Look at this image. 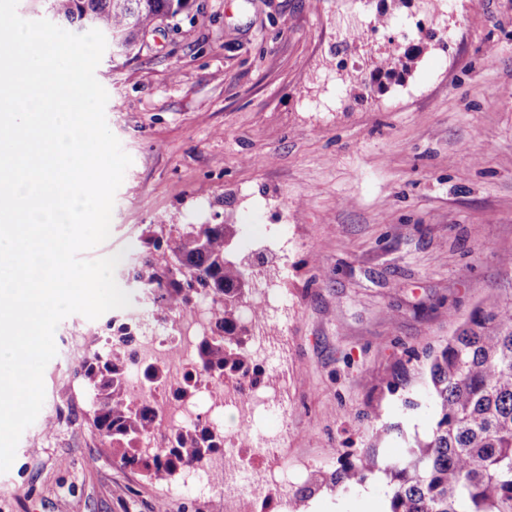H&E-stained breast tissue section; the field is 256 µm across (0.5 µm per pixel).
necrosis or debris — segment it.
Here are the masks:
<instances>
[{
    "label": "necrosis or debris",
    "instance_id": "necrosis-or-debris-1",
    "mask_svg": "<svg viewBox=\"0 0 512 512\" xmlns=\"http://www.w3.org/2000/svg\"><path fill=\"white\" fill-rule=\"evenodd\" d=\"M257 303L264 317L249 323L252 343L261 358L270 360L275 355V343L269 333L267 318L285 306L287 298L275 289L263 287L258 291ZM210 318L208 303H199L180 314L170 336L162 335L150 320L141 319L136 342L140 363L125 375L127 392L132 398L148 401L155 411L151 442L201 422L223 432V453L212 456L208 467L190 470L188 476L192 487L223 490L224 512H247L249 501L267 497L276 499L280 512H287L293 504L289 491L294 487L298 473L281 448L283 430L265 431L256 450L261 464L246 466L238 452V433L224 427L226 411H234L238 421L251 424L282 407L285 383L274 375L263 385L244 393L235 385L197 370L196 347L210 329ZM145 364L158 367L163 373L162 379L146 383L141 370ZM185 382L192 385V396L176 394V387Z\"/></svg>",
    "mask_w": 512,
    "mask_h": 512
}]
</instances>
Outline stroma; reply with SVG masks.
<instances>
[{
    "label": "stroma",
    "mask_w": 512,
    "mask_h": 512,
    "mask_svg": "<svg viewBox=\"0 0 512 512\" xmlns=\"http://www.w3.org/2000/svg\"><path fill=\"white\" fill-rule=\"evenodd\" d=\"M192 12L138 58L107 51L96 68L132 163L110 236L86 256L132 259L164 217L237 225L233 256L263 261L256 240L287 226L270 368L288 379L275 420L288 459L330 471L375 444L397 455L434 425L426 351L512 294V0H453L443 21L421 0H195ZM346 14L366 21L368 55L412 52L409 70L337 79ZM111 318L57 326L44 405L0 473V512H224L183 477L121 465L93 427L76 367ZM368 481L298 495L297 512H382L386 479Z\"/></svg>",
    "instance_id": "stroma-1"
}]
</instances>
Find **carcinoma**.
Returning a JSON list of instances; mask_svg holds the SVG:
<instances>
[{
	"label": "carcinoma",
	"mask_w": 512,
	"mask_h": 512,
	"mask_svg": "<svg viewBox=\"0 0 512 512\" xmlns=\"http://www.w3.org/2000/svg\"><path fill=\"white\" fill-rule=\"evenodd\" d=\"M191 0H47L49 12L76 27L100 30L117 39L122 55L143 51L145 37L187 12ZM402 59L374 62L372 75L389 77ZM235 224H151L126 274L149 300L156 322L172 324L177 314L201 299L213 309L212 325L196 350V365L247 388L264 372L249 351L250 330L240 308L250 298L256 272L233 257ZM139 315L128 312L105 344L77 366L92 397V425L116 450L124 466L140 467L167 482L200 467L220 449L210 427L169 435L164 447L146 451L154 410L125 394L123 378L134 355ZM435 425L425 438L406 443L398 457L383 459L376 449L341 454L327 481L347 491L374 471L388 479V512H512V298L475 307L454 334L427 354Z\"/></svg>",
	"instance_id": "1"
}]
</instances>
